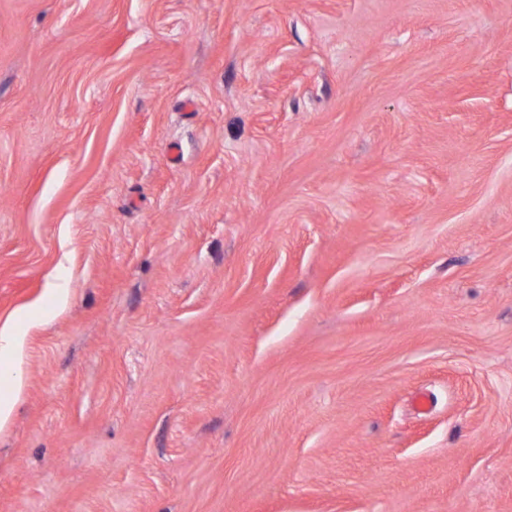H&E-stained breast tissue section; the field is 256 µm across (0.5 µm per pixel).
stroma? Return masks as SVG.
<instances>
[{
	"label": "stroma",
	"instance_id": "obj_1",
	"mask_svg": "<svg viewBox=\"0 0 512 512\" xmlns=\"http://www.w3.org/2000/svg\"><path fill=\"white\" fill-rule=\"evenodd\" d=\"M8 321L0 512H512V0H0ZM24 343L23 336H19L14 327L8 323L0 327V361L3 357H15L21 351ZM14 372L13 366L5 365L0 367V385H8L10 394L6 397L0 396V428H2L11 417L13 411L14 399L11 394L12 390L15 392L19 389V382Z\"/></svg>",
	"mask_w": 512,
	"mask_h": 512
}]
</instances>
